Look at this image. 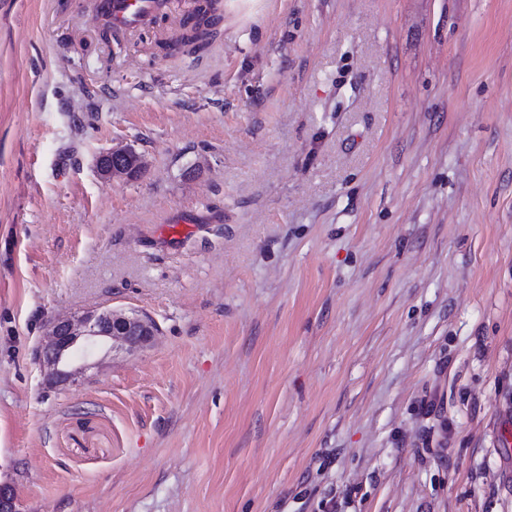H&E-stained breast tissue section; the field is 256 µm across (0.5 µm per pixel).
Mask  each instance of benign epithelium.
<instances>
[{
	"mask_svg": "<svg viewBox=\"0 0 512 512\" xmlns=\"http://www.w3.org/2000/svg\"><path fill=\"white\" fill-rule=\"evenodd\" d=\"M142 155L129 145H117L101 155L96 173L104 181L132 178L142 171ZM158 332L155 322L147 316L128 315L112 308L53 319L40 342L37 360L45 369V381L51 388L74 386L83 375V368L68 364L70 350L80 340H103L109 349L133 352L150 345Z\"/></svg>",
	"mask_w": 512,
	"mask_h": 512,
	"instance_id": "benign-epithelium-1",
	"label": "benign epithelium"
}]
</instances>
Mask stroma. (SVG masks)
I'll use <instances>...</instances> for the list:
<instances>
[{
  "instance_id": "stroma-1",
  "label": "stroma",
  "mask_w": 512,
  "mask_h": 512,
  "mask_svg": "<svg viewBox=\"0 0 512 512\" xmlns=\"http://www.w3.org/2000/svg\"><path fill=\"white\" fill-rule=\"evenodd\" d=\"M103 30L0 0L20 512H512V0H224L201 57ZM108 307L153 343L47 388L46 323ZM142 155L129 144L117 145L101 155L96 164V173L104 181L117 178H132L142 171Z\"/></svg>"
}]
</instances>
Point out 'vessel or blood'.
I'll return each mask as SVG.
<instances>
[{
  "label": "vessel or blood",
  "instance_id": "1",
  "mask_svg": "<svg viewBox=\"0 0 512 512\" xmlns=\"http://www.w3.org/2000/svg\"><path fill=\"white\" fill-rule=\"evenodd\" d=\"M197 8V0H97V9L113 34L125 38L153 28L159 19L174 13L183 24H192Z\"/></svg>",
  "mask_w": 512,
  "mask_h": 512
}]
</instances>
